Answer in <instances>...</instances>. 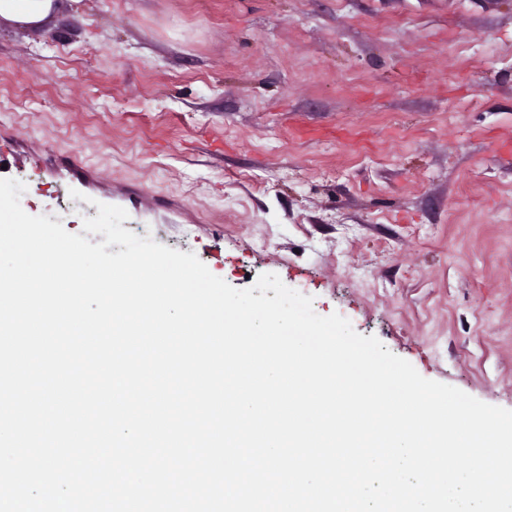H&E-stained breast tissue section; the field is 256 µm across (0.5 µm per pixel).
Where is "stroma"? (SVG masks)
<instances>
[{"instance_id": "obj_1", "label": "stroma", "mask_w": 512, "mask_h": 512, "mask_svg": "<svg viewBox=\"0 0 512 512\" xmlns=\"http://www.w3.org/2000/svg\"><path fill=\"white\" fill-rule=\"evenodd\" d=\"M84 3L0 26L32 204L76 151L126 229L512 410V0Z\"/></svg>"}]
</instances>
